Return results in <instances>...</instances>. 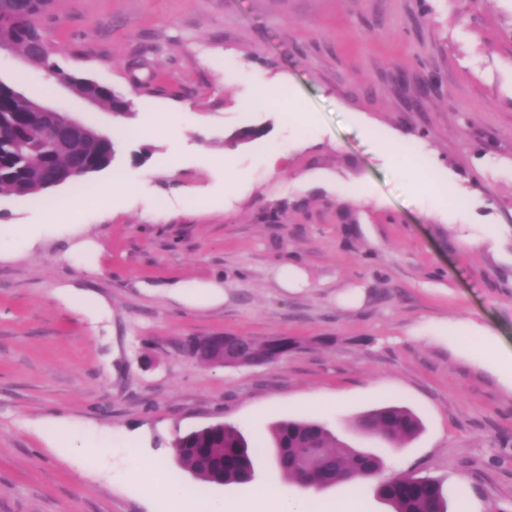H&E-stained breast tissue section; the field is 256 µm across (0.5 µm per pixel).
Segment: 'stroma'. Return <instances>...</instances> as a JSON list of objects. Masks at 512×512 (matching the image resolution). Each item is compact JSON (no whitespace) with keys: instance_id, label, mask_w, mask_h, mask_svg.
Returning <instances> with one entry per match:
<instances>
[{"instance_id":"stroma-1","label":"stroma","mask_w":512,"mask_h":512,"mask_svg":"<svg viewBox=\"0 0 512 512\" xmlns=\"http://www.w3.org/2000/svg\"><path fill=\"white\" fill-rule=\"evenodd\" d=\"M41 25L131 111L0 52V81L116 144L106 172L0 195V512H178L139 489L158 469L233 501L175 464V438L224 422L267 444L299 418L381 455L380 479L440 480L449 512H512V384L453 333L466 317L512 351V0H54ZM279 78L277 104L255 103ZM172 109L175 127L139 131ZM389 138L410 154L386 158ZM115 177L136 191L42 208ZM213 282L223 297L196 300ZM224 333L302 347L239 367L179 349ZM394 404L415 439L356 430ZM55 422L87 455L57 452Z\"/></svg>"}]
</instances>
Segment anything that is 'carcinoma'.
<instances>
[{
    "label": "carcinoma",
    "instance_id": "obj_1",
    "mask_svg": "<svg viewBox=\"0 0 512 512\" xmlns=\"http://www.w3.org/2000/svg\"><path fill=\"white\" fill-rule=\"evenodd\" d=\"M52 0H0V49L29 53L40 52V64L51 78L67 80L73 93L80 96L99 92L103 84L65 71L55 59L48 35L40 26ZM12 85L0 81V122L20 125L26 112L25 103L11 93ZM95 148L74 141L62 152L35 137L15 150L10 144L0 145V194L30 196L53 188L49 172L62 167ZM245 356L252 365L268 363L271 340L257 341L248 336ZM363 433L377 436L397 445L412 440L421 432L422 421L403 406L372 409L356 419ZM270 437L277 449L275 464L286 480L309 488L324 489L346 482L366 483L383 469L378 455L359 452L339 439L324 424L313 420H282L274 423ZM260 442H250L239 427L225 423L188 432L172 448L177 463L195 481L214 484L242 485L255 475V459L262 453ZM376 497L392 508V512H448V504L440 481L402 474L379 482Z\"/></svg>",
    "mask_w": 512,
    "mask_h": 512
}]
</instances>
